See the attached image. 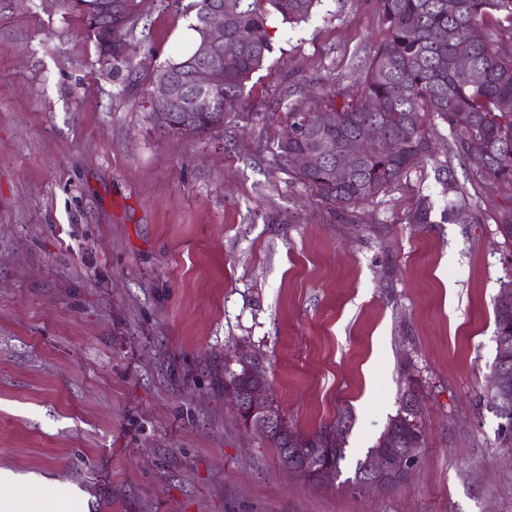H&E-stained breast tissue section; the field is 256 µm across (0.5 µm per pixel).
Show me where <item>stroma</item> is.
I'll return each instance as SVG.
<instances>
[{
  "instance_id": "obj_1",
  "label": "stroma",
  "mask_w": 512,
  "mask_h": 512,
  "mask_svg": "<svg viewBox=\"0 0 512 512\" xmlns=\"http://www.w3.org/2000/svg\"><path fill=\"white\" fill-rule=\"evenodd\" d=\"M194 2L153 0L117 74L51 0L0 9V469L69 487V512H512L486 398L512 189L443 122L424 167L351 213L272 154L285 92L356 90L376 0L272 20L243 110L200 138L160 128L141 103ZM445 169L479 223L449 222ZM239 351L290 428L343 424L347 477L415 381L411 476L352 492L284 470L224 398Z\"/></svg>"
}]
</instances>
